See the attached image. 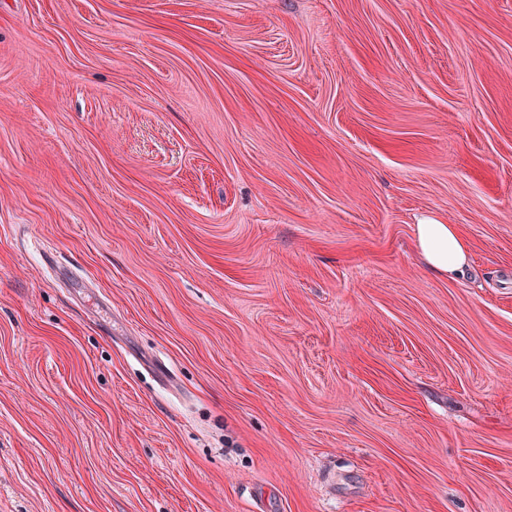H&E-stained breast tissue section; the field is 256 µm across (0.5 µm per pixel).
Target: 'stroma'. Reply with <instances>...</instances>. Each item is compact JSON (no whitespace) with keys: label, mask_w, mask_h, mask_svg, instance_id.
I'll return each instance as SVG.
<instances>
[{"label":"stroma","mask_w":512,"mask_h":512,"mask_svg":"<svg viewBox=\"0 0 512 512\" xmlns=\"http://www.w3.org/2000/svg\"><path fill=\"white\" fill-rule=\"evenodd\" d=\"M0 512H512V0H0ZM414 249L433 272L453 276L467 264L469 246L455 224L423 217L414 227Z\"/></svg>","instance_id":"35a3bbf8"}]
</instances>
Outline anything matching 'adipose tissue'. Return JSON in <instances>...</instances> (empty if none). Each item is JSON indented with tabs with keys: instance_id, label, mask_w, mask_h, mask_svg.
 I'll return each instance as SVG.
<instances>
[{
	"instance_id": "adipose-tissue-1",
	"label": "adipose tissue",
	"mask_w": 512,
	"mask_h": 512,
	"mask_svg": "<svg viewBox=\"0 0 512 512\" xmlns=\"http://www.w3.org/2000/svg\"><path fill=\"white\" fill-rule=\"evenodd\" d=\"M413 241L417 255L435 273L450 276L468 263L469 246L457 225L422 218L414 227Z\"/></svg>"
}]
</instances>
